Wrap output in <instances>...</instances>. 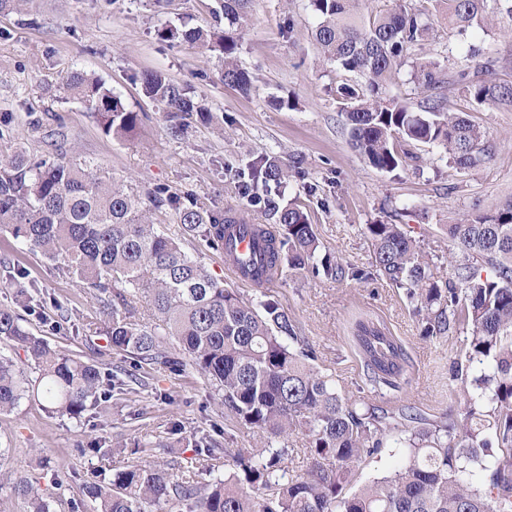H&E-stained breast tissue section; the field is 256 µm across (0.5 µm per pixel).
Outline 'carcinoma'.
I'll use <instances>...</instances> for the list:
<instances>
[{
    "mask_svg": "<svg viewBox=\"0 0 512 512\" xmlns=\"http://www.w3.org/2000/svg\"><path fill=\"white\" fill-rule=\"evenodd\" d=\"M254 0H216L207 28L163 24L161 41L188 42L222 56L224 85L248 95L253 80L238 64L242 31ZM489 0H439L448 26L462 34L484 23ZM317 18L312 37L325 61L354 75L336 88L354 146L375 168L392 173L404 166L395 141L434 144L459 170L490 154L477 125L450 111L447 86L479 103L512 104V85L487 76L446 79L430 61L415 62L414 79L429 91L417 105L386 97V87L416 47L429 23L409 0H385L369 14L359 0H309ZM228 29H222V23ZM146 97L167 113L169 133L184 134L188 120L203 125L214 116L199 101L195 87L158 71L139 77ZM71 96L85 102L105 134L127 138L140 114L127 108L105 83L84 71L65 83ZM241 184L248 201L261 205L279 230L254 225L265 242L263 257L235 259L244 275L262 284L272 272L309 269L315 276L342 280L345 267L329 255L317 258L319 242L304 212L284 203L281 188L288 163L268 155L248 163ZM262 192H257V189ZM159 188L142 196L78 167L61 156L35 160L23 151L0 158V233L27 250L57 262L88 287L109 294L112 321L102 327L112 349L135 368L172 370L190 366L224 392V407L245 425L266 435L267 448L245 454L236 448H204L212 460H232L233 469L205 483L177 474L164 462L141 460L112 468L83 485L93 512H512V201L492 213L448 225V237L462 255L451 277L435 280L432 259L400 224H367L377 276L406 289L428 338L466 332L463 358L453 362L464 408L447 409L433 419L413 406H381L367 395L344 393L331 374L314 366L315 352L296 324L273 300L253 303L214 277L189 255L182 237L205 236L216 248L226 231L247 220L240 209L212 210L194 199L163 198ZM173 205L182 236L150 219L151 208ZM489 267L493 275L479 273ZM143 296L155 320L138 316ZM179 357L169 356L165 339ZM353 341L361 360L363 384L374 392L397 391L412 361L403 341L380 320L360 318ZM0 342L21 349L34 366L27 381L13 359L0 353V414L32 393L58 417L80 420L115 387L97 364L62 354L22 324L11 308H0ZM292 432L309 438L311 461L303 474L288 478L282 440ZM396 438L405 464L390 476L374 479L348 495L355 464ZM465 471L481 474L463 484ZM15 490L30 512H54V497L33 483Z\"/></svg>",
    "mask_w": 512,
    "mask_h": 512,
    "instance_id": "1",
    "label": "carcinoma"
}]
</instances>
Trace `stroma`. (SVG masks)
I'll return each instance as SVG.
<instances>
[{
  "label": "stroma",
  "instance_id": "35a3bbf8",
  "mask_svg": "<svg viewBox=\"0 0 512 512\" xmlns=\"http://www.w3.org/2000/svg\"><path fill=\"white\" fill-rule=\"evenodd\" d=\"M412 3L435 21L422 59L437 62L452 76L488 68L498 83L512 85L511 17L490 14L461 36L441 20L435 0ZM213 5L214 0H172L161 11L153 0H35L31 12L0 13V129L9 132L0 152L22 149L38 157L61 152L73 163L97 166L135 192L163 186L172 196L212 209H243L249 223L263 225L271 222L268 213L240 193L248 162L262 154L297 161L301 169L283 187V199L301 206L321 253L369 268L373 247L363 225L401 224L432 258L434 276L448 279L449 225L494 212L512 199V108L480 104L450 90L452 111L481 128L491 154L479 166L460 171L442 149L422 143L416 148L419 169L378 170L350 141L333 90L351 75L320 58L307 0H255L238 54L255 80L247 97L220 81L217 54L181 42L170 45L155 35L163 23L209 25ZM75 70L100 75L129 109L141 113L132 137L105 135L93 112L65 92ZM146 71L191 82L223 125L195 124L185 137H171L165 112L142 92L139 77ZM184 247L243 298L275 299L315 348L317 367L335 375L347 394H356L361 382L350 325L374 314L404 341L413 369L402 389L373 394V401L412 404L430 417L462 408L450 365L465 352L464 336L424 338L403 289L378 277L336 281L306 270L284 272L259 289L236 281L223 253L205 238H186ZM9 266L24 269L36 287L28 307H18L34 335L106 371L121 363V354L95 339L88 327L100 307L93 289L2 234V307H17L14 289L4 285ZM176 423L182 431L174 436L170 428ZM202 436L219 448L252 452L265 443L261 433L228 413L221 392L188 366L179 372L151 369L146 387L113 392L106 410L89 411L79 421L50 415L40 398H24L13 412L0 414V512H27L15 483L27 479L51 489V471L61 459L68 468L61 488L52 489L56 512H69V501L80 497L82 483L96 473L142 459L141 446L149 441L157 443L159 460L177 470H204V456L186 444ZM98 441L109 447L108 455L86 453V446Z\"/></svg>",
  "mask_w": 512,
  "mask_h": 512
}]
</instances>
